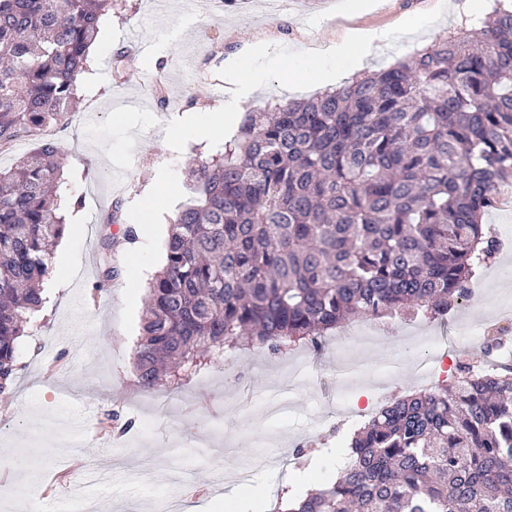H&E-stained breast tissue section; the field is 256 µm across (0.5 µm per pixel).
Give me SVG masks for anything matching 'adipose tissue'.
<instances>
[{
	"mask_svg": "<svg viewBox=\"0 0 512 512\" xmlns=\"http://www.w3.org/2000/svg\"><path fill=\"white\" fill-rule=\"evenodd\" d=\"M405 30H374L366 34H354L328 48L321 58L305 64L283 57L279 60L281 77L286 85L299 86L306 83L332 84L335 79V64L340 60L350 61L356 69H364L368 58L382 44L399 40ZM231 81L223 104L202 120L194 115L184 116L174 123L162 124L163 138L167 141L184 139L205 140L214 137L222 129L224 121L233 117L240 102L248 99L261 81L257 72L248 64L230 61Z\"/></svg>",
	"mask_w": 512,
	"mask_h": 512,
	"instance_id": "adipose-tissue-1",
	"label": "adipose tissue"
}]
</instances>
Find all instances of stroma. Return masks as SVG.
<instances>
[{"label": "stroma", "mask_w": 512, "mask_h": 512, "mask_svg": "<svg viewBox=\"0 0 512 512\" xmlns=\"http://www.w3.org/2000/svg\"><path fill=\"white\" fill-rule=\"evenodd\" d=\"M270 0H195L192 24L179 9L158 18L153 0H116L104 16L88 69L77 82L78 107L64 130L56 132L64 162V194L68 229L51 259L45 284L46 302L37 312L19 347L18 378L13 393L0 395V449L6 457L26 460L27 470L0 478V512H45L44 500L24 489L32 479L46 482L70 471L76 458H110L112 470L93 485V499L71 495V484L57 486L56 499L69 512H156L165 497L182 501L183 512H231L213 486L215 469L225 483L235 472L251 469L247 495L254 512H269L284 486V467L274 458L283 454L295 468L294 480L311 487L333 480L338 470L334 448L340 435L332 426L340 381L336 363L342 334L324 340L322 351L298 350L306 365L302 386L288 413L261 418L271 381L284 376V355L250 352L216 355L211 367L177 393L145 394L137 386L133 350L140 330L146 287L165 261L170 222L191 191L187 164L223 147L236 133L228 122L220 135L205 142L173 146L158 133L165 120L186 114L206 115L223 101L228 56L275 41L286 55L301 58L315 46L336 42L354 29L397 28L413 16L438 12L446 0H373L364 9L353 0H291L287 11L274 15ZM460 22L443 15L435 28L414 33L377 51L367 70L375 72L447 36ZM179 36L163 59L152 48L168 31ZM146 49L128 58L122 82H115L112 58L130 49L131 36ZM264 75V86L239 106L240 112L312 97L320 86L285 89L272 56L253 58ZM164 86L168 110L152 97L128 110L114 108L113 99L135 95L141 83ZM97 117L85 122L89 108ZM167 175L170 192L158 178ZM158 197L155 221L142 224L148 200ZM78 207H71L73 199ZM122 200L115 224L104 222L102 205ZM483 222L501 241L495 259L483 268L479 287L487 302L465 300L436 319L407 322L393 319L383 344L368 352L369 369L391 354H403L401 338L408 330L439 337L438 352H453L458 327L492 328L490 305L512 302V282L501 274L512 268V184L502 187L499 201L487 209ZM136 227L138 248L119 256L123 228ZM124 270L101 302L92 287L108 266ZM311 454L296 458V447Z\"/></svg>", "instance_id": "stroma-1"}]
</instances>
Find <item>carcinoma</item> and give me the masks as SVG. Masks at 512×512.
<instances>
[{
  "mask_svg": "<svg viewBox=\"0 0 512 512\" xmlns=\"http://www.w3.org/2000/svg\"><path fill=\"white\" fill-rule=\"evenodd\" d=\"M112 0H0V394L67 230L56 139ZM134 360L173 392L226 349L316 345L355 317H431L468 296L512 181V0L481 24L308 99L245 113L188 169ZM335 480L278 512H512V366L397 396L340 445Z\"/></svg>",
  "mask_w": 512,
  "mask_h": 512,
  "instance_id": "obj_1",
  "label": "carcinoma"
}]
</instances>
